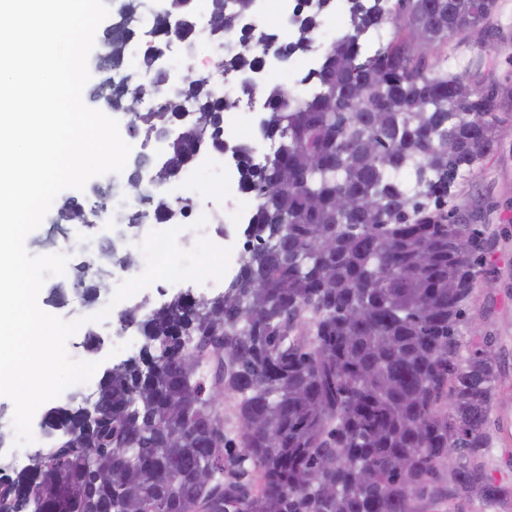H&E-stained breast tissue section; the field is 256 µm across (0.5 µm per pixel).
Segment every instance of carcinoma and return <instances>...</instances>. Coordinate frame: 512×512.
<instances>
[{"instance_id": "1", "label": "carcinoma", "mask_w": 512, "mask_h": 512, "mask_svg": "<svg viewBox=\"0 0 512 512\" xmlns=\"http://www.w3.org/2000/svg\"><path fill=\"white\" fill-rule=\"evenodd\" d=\"M208 0L214 30L237 28L253 0ZM347 0L349 23L323 63L302 79L307 100L268 95L254 160L235 145L241 179L257 200L239 269L224 293L173 296L144 318L119 317L142 338L137 356L99 380L92 413L74 394L52 407L51 446L17 469L0 463V512H420L422 500H471L507 509L512 485L492 477L491 415L502 370L490 336L463 345L484 234L448 207L456 178L500 144L496 87L433 70L417 47L498 30L497 0ZM140 0H124L107 30L109 56L96 96L134 112L132 137L157 138L163 156H136L123 189L153 201L161 223L189 207L177 186L202 146L224 151V112L235 103L210 80L170 81L142 50L150 84L136 96L110 81L136 36ZM250 35L217 72L253 77L260 58L307 51L323 22ZM407 15L387 44L366 33ZM157 100L150 112L139 96ZM357 201L342 210L341 197ZM84 220L77 200L57 223ZM109 264L128 267L112 244ZM105 267L77 274L96 298ZM254 427L244 430L240 418ZM277 436L271 443L268 436ZM206 471L209 478L200 479Z\"/></svg>"}]
</instances>
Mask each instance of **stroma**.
I'll return each instance as SVG.
<instances>
[{
    "label": "stroma",
    "mask_w": 512,
    "mask_h": 512,
    "mask_svg": "<svg viewBox=\"0 0 512 512\" xmlns=\"http://www.w3.org/2000/svg\"><path fill=\"white\" fill-rule=\"evenodd\" d=\"M499 12V33L475 29L452 35L444 49L449 67L467 68L471 82L479 87H512V0H499ZM452 203L494 231L485 244L468 329L496 341L505 387L493 412L492 426L497 433L491 450L492 474L498 481L512 484V119L503 124L499 148L479 168L457 178ZM26 247L35 255L66 248L75 264L96 261L100 254L99 248L88 245L85 235L74 233L72 225H56L50 214L28 235ZM73 275L69 268L64 274L48 277L38 296L40 308L67 321H82L84 329L100 335H115L118 321L96 318L109 288L100 289L97 300H87L73 292Z\"/></svg>",
    "instance_id": "stroma-1"
}]
</instances>
